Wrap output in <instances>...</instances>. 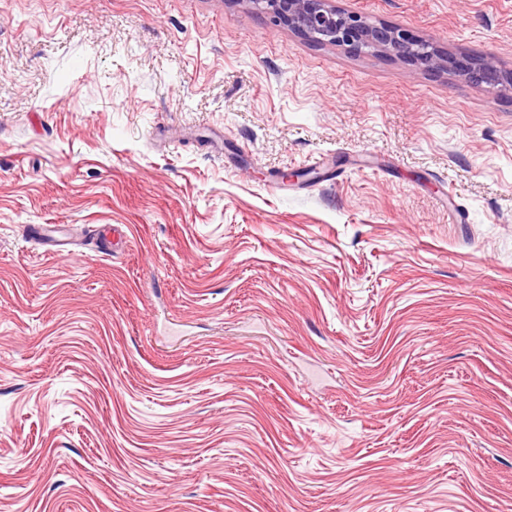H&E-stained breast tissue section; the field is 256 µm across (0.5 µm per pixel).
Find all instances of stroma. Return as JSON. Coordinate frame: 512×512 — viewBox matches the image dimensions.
I'll list each match as a JSON object with an SVG mask.
<instances>
[{
	"instance_id": "obj_1",
	"label": "stroma",
	"mask_w": 512,
	"mask_h": 512,
	"mask_svg": "<svg viewBox=\"0 0 512 512\" xmlns=\"http://www.w3.org/2000/svg\"><path fill=\"white\" fill-rule=\"evenodd\" d=\"M334 4L512 71V0ZM510 507L512 88L0 0V512Z\"/></svg>"
}]
</instances>
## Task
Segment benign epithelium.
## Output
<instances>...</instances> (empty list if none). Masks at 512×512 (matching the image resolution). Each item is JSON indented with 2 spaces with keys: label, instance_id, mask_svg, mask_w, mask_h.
I'll use <instances>...</instances> for the list:
<instances>
[{
  "label": "benign epithelium",
  "instance_id": "obj_1",
  "mask_svg": "<svg viewBox=\"0 0 512 512\" xmlns=\"http://www.w3.org/2000/svg\"><path fill=\"white\" fill-rule=\"evenodd\" d=\"M288 29L317 43L345 46L350 50L374 49L396 55L426 69L444 68L475 82L512 87V71L504 72L495 56L471 57L442 53L431 40L420 39L384 23H372L359 13H345L330 0H249Z\"/></svg>",
  "mask_w": 512,
  "mask_h": 512
}]
</instances>
